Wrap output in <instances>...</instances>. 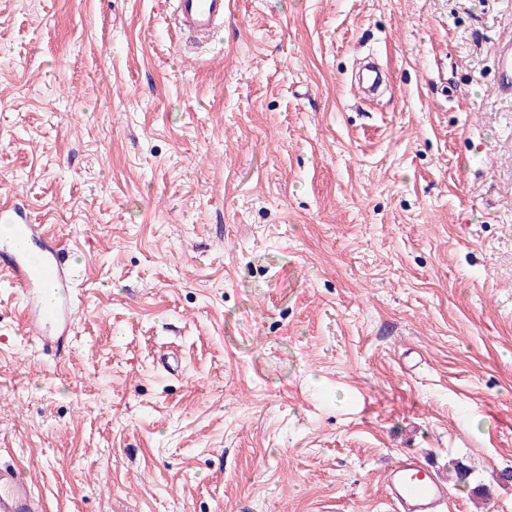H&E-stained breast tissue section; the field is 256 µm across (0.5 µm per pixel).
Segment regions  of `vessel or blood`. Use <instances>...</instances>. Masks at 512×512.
<instances>
[{"label": "vessel or blood", "mask_w": 512, "mask_h": 512, "mask_svg": "<svg viewBox=\"0 0 512 512\" xmlns=\"http://www.w3.org/2000/svg\"><path fill=\"white\" fill-rule=\"evenodd\" d=\"M176 24L197 38H208L224 22L226 0H175ZM497 95L512 97V38L494 46ZM0 275L19 288L31 310L26 324L37 340L72 333L77 313L68 300L47 303L48 288H66L71 269L57 241L33 223L23 207L0 205ZM388 495L398 512H442L448 486L414 457L405 455L385 474ZM0 512H45V503L14 467L0 464Z\"/></svg>", "instance_id": "b4317fda"}]
</instances>
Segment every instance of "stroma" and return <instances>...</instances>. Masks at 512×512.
Returning a JSON list of instances; mask_svg holds the SVG:
<instances>
[{
	"instance_id": "stroma-1",
	"label": "stroma",
	"mask_w": 512,
	"mask_h": 512,
	"mask_svg": "<svg viewBox=\"0 0 512 512\" xmlns=\"http://www.w3.org/2000/svg\"><path fill=\"white\" fill-rule=\"evenodd\" d=\"M171 10L0 0V201L78 311L37 344L0 277V464L47 512H392L411 454L512 512V0ZM176 24L197 38H208L224 24L226 0H175ZM494 57L497 79L493 91L500 96L512 97V38L495 44Z\"/></svg>"
}]
</instances>
